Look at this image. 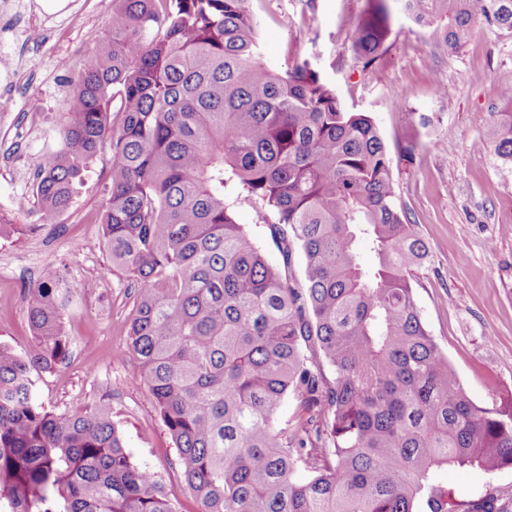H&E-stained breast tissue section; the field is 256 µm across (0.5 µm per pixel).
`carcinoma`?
I'll list each match as a JSON object with an SVG mask.
<instances>
[{
    "instance_id": "1",
    "label": "carcinoma",
    "mask_w": 512,
    "mask_h": 512,
    "mask_svg": "<svg viewBox=\"0 0 512 512\" xmlns=\"http://www.w3.org/2000/svg\"><path fill=\"white\" fill-rule=\"evenodd\" d=\"M112 5L111 37L67 91L63 147L37 159L38 223L0 224V237L53 223L110 155L100 224L131 306L123 352L199 512H512L493 487L455 500L439 480L450 466L512 469V397L477 405L421 318L428 247L374 119L309 58L267 61L249 0ZM395 11L454 51L477 25L512 34V0H366L349 25L363 68L388 50ZM497 86L490 141L512 168V68ZM241 201L282 266L237 223ZM68 295L45 271L31 344H0V512H177L124 446L111 399L56 414L35 398L33 372L70 354ZM289 399L299 419L283 427Z\"/></svg>"
}]
</instances>
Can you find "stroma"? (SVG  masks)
Wrapping results in <instances>:
<instances>
[{
	"mask_svg": "<svg viewBox=\"0 0 512 512\" xmlns=\"http://www.w3.org/2000/svg\"><path fill=\"white\" fill-rule=\"evenodd\" d=\"M25 2L20 13L0 14V31L24 33L0 42L13 73L11 84L0 83V98L14 101L0 112V142L18 132L25 139L23 151L0 149V203L29 191L36 158L61 147L65 94L98 50L112 15V0H67L55 12L39 0ZM252 7L262 18L267 60L284 69L308 56L348 109L372 114L392 158L398 202L429 248L414 283L425 325L478 405L512 393V171L497 165L488 138L499 103L496 76L512 68V36L480 25L453 52L433 28L399 17L382 62L366 70L348 38V23L365 0H253ZM411 112L429 123L406 158L400 149ZM108 167V155L97 157L71 208L39 233L22 230L35 222L37 202L9 215L21 230L0 239V343L27 348L28 290L47 268L63 271L71 290L64 312L70 355L54 372L34 374L39 401L60 413L110 395L134 461L164 478L180 512H198L139 366L121 353L128 321L124 275L113 270L93 221L104 204ZM441 481L459 499L478 497L491 485L512 493L511 469L491 475L451 468Z\"/></svg>",
	"mask_w": 512,
	"mask_h": 512,
	"instance_id": "obj_1",
	"label": "stroma"
}]
</instances>
